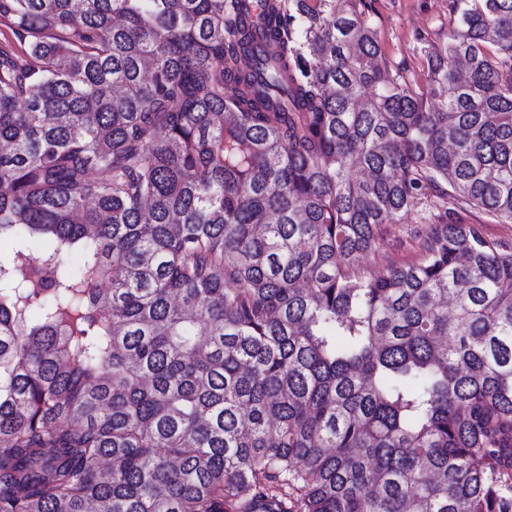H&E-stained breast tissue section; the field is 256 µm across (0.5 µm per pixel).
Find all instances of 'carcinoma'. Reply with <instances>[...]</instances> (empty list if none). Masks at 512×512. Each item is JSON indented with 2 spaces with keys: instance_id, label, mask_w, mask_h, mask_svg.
I'll return each mask as SVG.
<instances>
[{
  "instance_id": "1",
  "label": "carcinoma",
  "mask_w": 512,
  "mask_h": 512,
  "mask_svg": "<svg viewBox=\"0 0 512 512\" xmlns=\"http://www.w3.org/2000/svg\"><path fill=\"white\" fill-rule=\"evenodd\" d=\"M260 7L0 0V512H512V0ZM382 51L389 65L404 68L416 80L424 78L422 47L441 46L454 27L448 0H367ZM425 37L421 42L419 37ZM419 209L405 214L400 224L383 225L378 250L363 256L359 262L363 275L370 277L381 273L388 262L406 264L418 259L419 255L410 233L424 222V212ZM462 224H483L485 235L493 240L512 242V224H500L497 219L477 208L460 212Z\"/></svg>"
}]
</instances>
